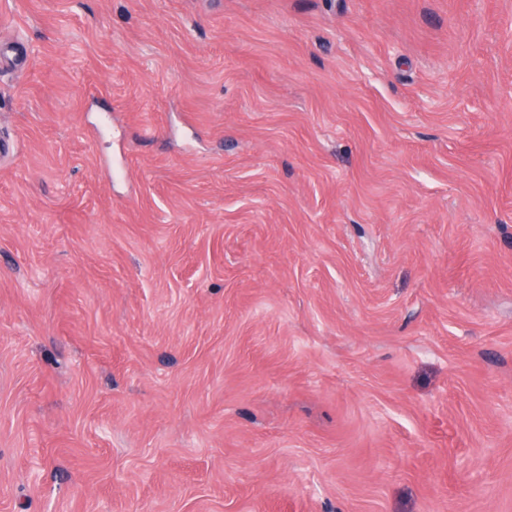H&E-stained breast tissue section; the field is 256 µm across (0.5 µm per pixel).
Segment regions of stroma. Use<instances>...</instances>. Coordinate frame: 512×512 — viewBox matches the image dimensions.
I'll return each mask as SVG.
<instances>
[{"mask_svg":"<svg viewBox=\"0 0 512 512\" xmlns=\"http://www.w3.org/2000/svg\"><path fill=\"white\" fill-rule=\"evenodd\" d=\"M0 19V512H512V0Z\"/></svg>","mask_w":512,"mask_h":512,"instance_id":"stroma-1","label":"stroma"}]
</instances>
